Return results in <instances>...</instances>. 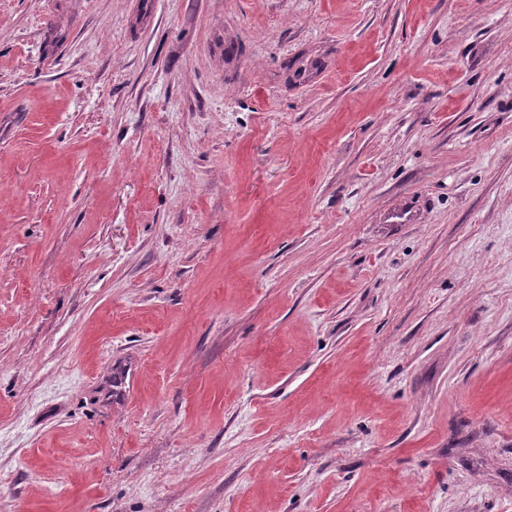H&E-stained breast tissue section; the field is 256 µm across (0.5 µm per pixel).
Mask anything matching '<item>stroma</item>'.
Segmentation results:
<instances>
[{"label":"stroma","instance_id":"obj_1","mask_svg":"<svg viewBox=\"0 0 512 512\" xmlns=\"http://www.w3.org/2000/svg\"><path fill=\"white\" fill-rule=\"evenodd\" d=\"M0 512H512V0H0Z\"/></svg>","mask_w":512,"mask_h":512}]
</instances>
